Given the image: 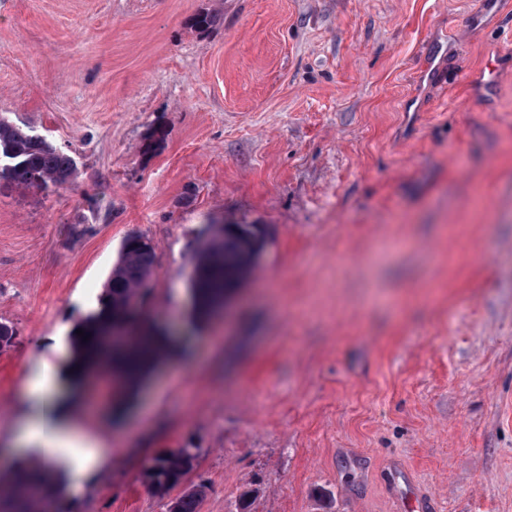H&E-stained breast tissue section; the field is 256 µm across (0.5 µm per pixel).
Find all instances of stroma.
<instances>
[{
  "label": "stroma",
  "mask_w": 512,
  "mask_h": 512,
  "mask_svg": "<svg viewBox=\"0 0 512 512\" xmlns=\"http://www.w3.org/2000/svg\"><path fill=\"white\" fill-rule=\"evenodd\" d=\"M477 2L0 0V116L78 172L0 181V484L123 239L153 241L147 307L178 328L238 221L265 247L232 315L123 413L105 373L79 385L109 463L65 512H168L142 473L179 448L199 512H512V13L478 27Z\"/></svg>",
  "instance_id": "obj_1"
}]
</instances>
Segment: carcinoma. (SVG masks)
Wrapping results in <instances>:
<instances>
[{"label": "carcinoma", "instance_id": "carcinoma-1", "mask_svg": "<svg viewBox=\"0 0 512 512\" xmlns=\"http://www.w3.org/2000/svg\"><path fill=\"white\" fill-rule=\"evenodd\" d=\"M76 175V164L69 154L33 129L0 116V180L47 189L69 184ZM263 245L264 234L256 224L230 223L215 227L211 240L194 257L189 292L195 322H203L213 315L224 293L251 270L252 255ZM154 263L155 247L150 238L132 233L123 240L98 310L76 325L89 340L85 342L72 334V357L67 366V377L72 382H79L93 363L112 369L127 386L133 387L172 345L171 337L149 324L141 313L130 317V341L115 345L106 333L112 326V318L121 316L138 288L148 283ZM196 457L193 449L179 448L155 458L142 474L145 487L156 496H169L193 470ZM16 467L18 475L0 492V512H23L18 500V492L23 489L34 491L45 503H61L65 489L53 475L42 477L32 472L23 460ZM202 495L201 486L188 490L170 500L168 512H198Z\"/></svg>", "mask_w": 512, "mask_h": 512}]
</instances>
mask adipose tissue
I'll list each match as a JSON object with an SVG mask.
<instances>
[{"mask_svg": "<svg viewBox=\"0 0 512 512\" xmlns=\"http://www.w3.org/2000/svg\"><path fill=\"white\" fill-rule=\"evenodd\" d=\"M28 402L17 417L14 443L35 449L39 464L49 467L61 457L76 454L80 464L75 472L77 485L95 483L107 458L99 441L73 423L60 400L52 366H42L27 385Z\"/></svg>", "mask_w": 512, "mask_h": 512, "instance_id": "ef3b65f1", "label": "adipose tissue"}]
</instances>
